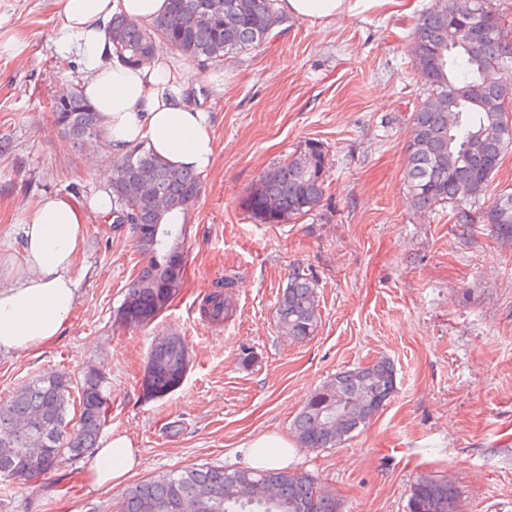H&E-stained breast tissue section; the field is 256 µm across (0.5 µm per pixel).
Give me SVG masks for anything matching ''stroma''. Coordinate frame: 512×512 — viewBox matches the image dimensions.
<instances>
[{"label":"stroma","mask_w":512,"mask_h":512,"mask_svg":"<svg viewBox=\"0 0 512 512\" xmlns=\"http://www.w3.org/2000/svg\"><path fill=\"white\" fill-rule=\"evenodd\" d=\"M434 0H389L317 25L290 17L256 50L185 62L195 102L211 115L218 153L186 217L182 287L152 323L130 328L114 313L141 267L128 229L103 218L85 228L76 316L40 356L0 351V401L57 370L107 378L105 431L128 434L136 480L196 465L241 466L238 447L260 434L291 437L310 395L337 371L389 359L395 395L337 448H295L289 468L316 478L343 512H408L423 474L450 476L460 512H512V245L486 225L455 224L450 206L417 211L405 182L410 115L426 93L413 68L411 32ZM60 0H0V282L37 198L88 202L109 191L48 106L81 85L76 57L56 45ZM223 83L215 93V83ZM310 140L325 153L319 207L285 224L253 219L244 199L261 173ZM300 270L317 283V328L285 336L277 309ZM234 276L233 313L202 315L216 283ZM186 338L191 364L161 399L142 393L154 340ZM254 361L244 364L243 353ZM83 459L48 479L0 478V512H113L123 488L95 489Z\"/></svg>","instance_id":"35a3bbf8"}]
</instances>
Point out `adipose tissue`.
<instances>
[{
    "label": "adipose tissue",
    "mask_w": 512,
    "mask_h": 512,
    "mask_svg": "<svg viewBox=\"0 0 512 512\" xmlns=\"http://www.w3.org/2000/svg\"><path fill=\"white\" fill-rule=\"evenodd\" d=\"M387 0H279L285 16L328 22L373 10ZM56 44L76 55L85 80L82 90L103 119L107 151L120 160L135 144L146 143L166 161L202 172L216 155L210 117L190 99L184 67L166 66L163 50L151 64L131 68L113 52L109 25L124 14L143 23L160 18L168 0H60ZM112 200L100 193L89 204L65 195L36 200L19 227L20 253L9 260L10 284L0 289V350L39 352L56 342L70 322L79 281L74 274L83 252L85 226L109 215ZM241 452L249 467L284 468L293 456L287 439L262 434ZM140 462L134 441L113 433L86 463L88 483L96 488L121 485Z\"/></svg>",
    "instance_id": "adipose-tissue-1"
}]
</instances>
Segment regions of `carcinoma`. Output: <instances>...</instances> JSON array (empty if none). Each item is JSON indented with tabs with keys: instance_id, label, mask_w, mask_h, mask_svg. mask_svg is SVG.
<instances>
[{
	"instance_id": "1",
	"label": "carcinoma",
	"mask_w": 512,
	"mask_h": 512,
	"mask_svg": "<svg viewBox=\"0 0 512 512\" xmlns=\"http://www.w3.org/2000/svg\"><path fill=\"white\" fill-rule=\"evenodd\" d=\"M202 0H170L167 12L146 26L124 15L112 18L110 39L115 54L129 65L151 55L157 40L181 55L219 59L259 48L267 33L284 18L274 0H229L231 7L213 24L202 18ZM479 35L452 17V0H436L419 15L413 30L414 68L432 109L411 115L406 147L405 180L415 208L452 206L461 225L488 224L498 239L512 242V195L492 202L485 196L512 136L503 133L507 120L505 96H512V54L505 44L512 25L492 10L488 0H474ZM55 122L79 147L102 139L100 113L78 87H67L52 104ZM324 151L308 141L291 159L267 168L250 188L244 203L265 224H280L301 216L324 196ZM200 176L177 167L144 144L130 148L112 174V224L132 230L142 265L129 284L116 319L138 326L160 315L181 288L184 274L182 221L199 197ZM224 279L206 297L202 310L213 322L232 313ZM316 285L308 275L292 274L278 308L283 333L304 340L318 321ZM190 365L186 340L162 336L151 347L142 378L148 398L163 397L182 383ZM106 377L90 370L76 383L62 372L45 373L0 403V477L14 470L33 448H49V458L80 457L95 447L106 424L98 408L107 399ZM78 398H72L73 392ZM396 392L393 364L381 358L367 366L341 371L317 389L294 420V437L301 448H337L366 427ZM79 413L68 418L69 406ZM18 423L32 424L25 434ZM273 485L274 501L254 499L250 486ZM460 491L449 477L424 475L415 480L409 512H459ZM116 512H342L341 503L324 494L305 473L281 469H226L202 465L160 474L129 487Z\"/></svg>"
}]
</instances>
